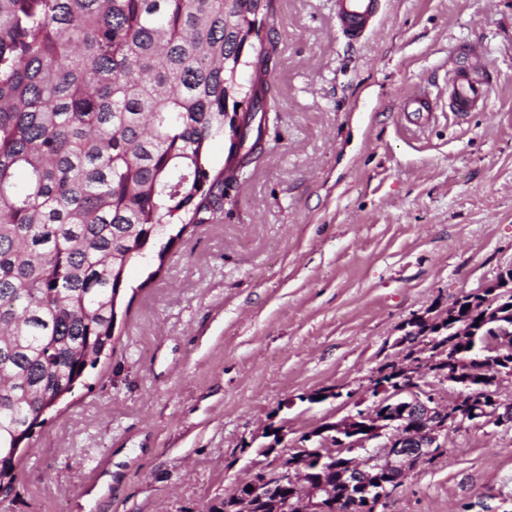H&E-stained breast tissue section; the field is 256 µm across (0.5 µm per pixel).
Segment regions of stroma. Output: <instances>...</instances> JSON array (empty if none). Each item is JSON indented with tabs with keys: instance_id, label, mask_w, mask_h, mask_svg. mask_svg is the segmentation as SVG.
Returning a JSON list of instances; mask_svg holds the SVG:
<instances>
[{
	"instance_id": "stroma-1",
	"label": "stroma",
	"mask_w": 512,
	"mask_h": 512,
	"mask_svg": "<svg viewBox=\"0 0 512 512\" xmlns=\"http://www.w3.org/2000/svg\"><path fill=\"white\" fill-rule=\"evenodd\" d=\"M471 43L487 111L401 112L422 82L447 101ZM258 44L275 108L223 219L128 267L112 353L44 413L0 512H206L370 406L410 320L512 266V0H385L354 46L334 0H270ZM378 512H512V426L449 429Z\"/></svg>"
}]
</instances>
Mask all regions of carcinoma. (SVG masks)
Wrapping results in <instances>:
<instances>
[{
	"label": "carcinoma",
	"instance_id": "1",
	"mask_svg": "<svg viewBox=\"0 0 512 512\" xmlns=\"http://www.w3.org/2000/svg\"><path fill=\"white\" fill-rule=\"evenodd\" d=\"M266 0H0V479L42 407L72 392L112 350L126 269L191 225L224 214V170L208 145L224 135L242 52ZM265 80L251 117L266 120ZM179 226L174 235L170 227ZM491 326H476L448 363L477 366ZM321 467L324 512H361L342 458ZM251 512H281L273 495Z\"/></svg>",
	"mask_w": 512,
	"mask_h": 512
}]
</instances>
